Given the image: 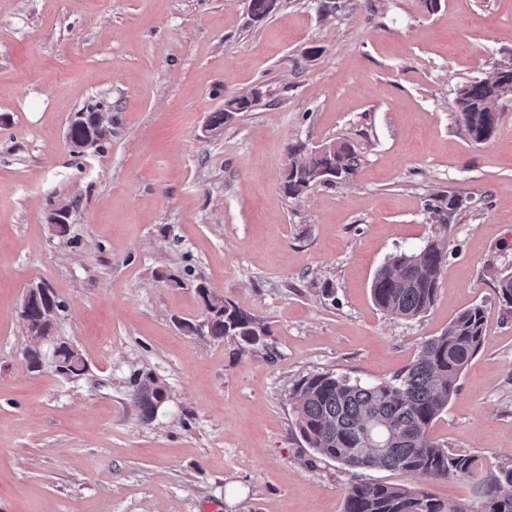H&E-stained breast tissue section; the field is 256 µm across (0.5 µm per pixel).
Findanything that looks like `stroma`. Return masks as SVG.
I'll return each instance as SVG.
<instances>
[{
	"instance_id": "obj_1",
	"label": "stroma",
	"mask_w": 512,
	"mask_h": 512,
	"mask_svg": "<svg viewBox=\"0 0 512 512\" xmlns=\"http://www.w3.org/2000/svg\"><path fill=\"white\" fill-rule=\"evenodd\" d=\"M512 57V0H0V512H343L353 484H404L483 512L475 481L353 469L294 426L289 392L331 372L392 378L459 312L484 342L433 422V441L512 466V99L495 135H466L465 82ZM263 96L214 136L225 101ZM112 117L78 154L71 113ZM352 144L353 175L291 199L296 143ZM453 194L448 223L428 205ZM69 206V232L50 218ZM447 253L429 310L374 304L388 257ZM179 275L181 284L167 281ZM253 314L261 347L185 335L194 282ZM41 283L89 371L29 372L19 310ZM169 399L142 421L129 380Z\"/></svg>"
}]
</instances>
